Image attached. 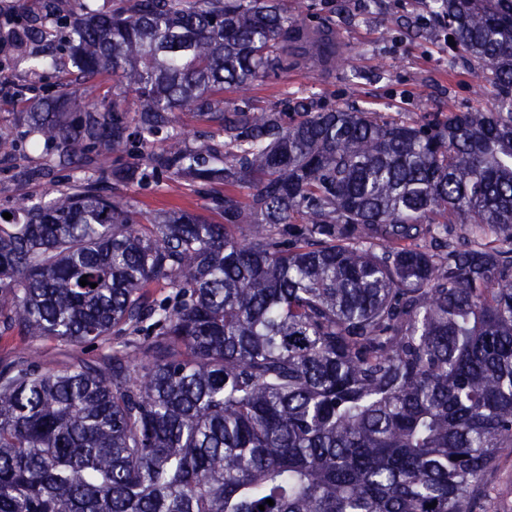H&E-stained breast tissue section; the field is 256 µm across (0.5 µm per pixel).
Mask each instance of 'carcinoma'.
<instances>
[{"label": "carcinoma", "mask_w": 512, "mask_h": 512, "mask_svg": "<svg viewBox=\"0 0 512 512\" xmlns=\"http://www.w3.org/2000/svg\"><path fill=\"white\" fill-rule=\"evenodd\" d=\"M433 3L494 109H254L269 73L336 63L304 0L73 21L84 95L110 76L139 106L41 98L29 133L64 166L104 138L143 151L0 224V337L28 339L0 369V512H475L512 448V0ZM177 112L222 140L185 142ZM150 170L224 185L222 221L143 217L103 184ZM41 337L102 351L58 369Z\"/></svg>", "instance_id": "carcinoma-1"}]
</instances>
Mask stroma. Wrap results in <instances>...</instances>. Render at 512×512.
<instances>
[{"label": "stroma", "mask_w": 512, "mask_h": 512, "mask_svg": "<svg viewBox=\"0 0 512 512\" xmlns=\"http://www.w3.org/2000/svg\"><path fill=\"white\" fill-rule=\"evenodd\" d=\"M118 0H59L58 14L46 18L44 0H0V35L28 19H40L53 37L67 35L84 5L108 12ZM307 24L330 28L341 40L336 65L330 70L309 66L278 72L255 82L249 93L259 107L283 106L296 97H310L328 108L353 107L386 112L407 121H422L438 113L475 106L492 108L493 87L483 97L473 90L483 81L477 61L461 59L446 30L430 23L421 0H310ZM58 66L31 73V61H17L10 50L0 51V135L13 139L11 157L0 159V214L21 205L47 201L70 185L96 179L98 167L112 164L103 149L97 165L79 168L58 165L59 150L32 144L23 121L25 101L14 86L28 85L37 98L69 91L79 97L76 69L67 52L57 54ZM131 208L144 216L182 208L214 219V199L223 186L200 189L191 181L150 173L141 181L118 186ZM489 512H512V448L502 449L488 475Z\"/></svg>", "instance_id": "stroma-1"}]
</instances>
